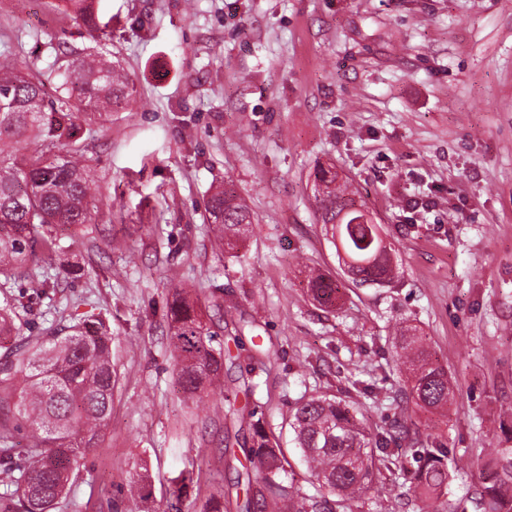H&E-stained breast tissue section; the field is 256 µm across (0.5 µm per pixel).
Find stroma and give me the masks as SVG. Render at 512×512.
Instances as JSON below:
<instances>
[{
  "label": "stroma",
  "mask_w": 512,
  "mask_h": 512,
  "mask_svg": "<svg viewBox=\"0 0 512 512\" xmlns=\"http://www.w3.org/2000/svg\"><path fill=\"white\" fill-rule=\"evenodd\" d=\"M99 25L63 0H0V62L48 76L100 51L134 85L128 111L78 132L99 191L85 241L39 257L52 283L12 284L21 335L106 314L119 382L99 447L54 512H182L209 499L241 512L252 471L221 398L176 384L166 306L187 292L206 320L235 305L224 333L232 389L262 412L288 479L314 478L289 417L301 398L338 397L367 432L404 420L411 435L375 450L374 484L336 512H475L496 448H512V0H97ZM350 183L395 252L397 276L358 286L318 221L314 174ZM254 222L231 254L206 223L217 188ZM124 239L123 249L106 236ZM340 284L336 307L307 286ZM418 327L454 385L446 411L406 397L398 328ZM446 450L448 481L425 498L418 442ZM308 289L320 306L326 308L335 306L339 287L335 281L328 279L322 273L312 272L308 275Z\"/></svg>",
  "instance_id": "35a3bbf8"
}]
</instances>
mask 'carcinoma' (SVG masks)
<instances>
[{
	"label": "carcinoma",
	"mask_w": 512,
	"mask_h": 512,
	"mask_svg": "<svg viewBox=\"0 0 512 512\" xmlns=\"http://www.w3.org/2000/svg\"><path fill=\"white\" fill-rule=\"evenodd\" d=\"M66 2L77 19L95 26L93 0ZM55 92L57 96L50 98L45 82L0 63V288L24 278L38 297L50 284L39 278L30 262L59 247L56 228L69 229L73 241L82 236L97 190L84 155L72 140L77 122L124 109L132 88L124 70L108 54L98 52L67 67ZM31 139L40 141V149L28 155L25 145ZM315 178L322 222L356 203L355 193L338 183L336 173L320 168ZM207 212L219 250L238 249L252 224L248 207L234 194L218 190L211 195ZM339 242L358 263L359 282L380 285L394 276L391 249L380 247V225L342 224ZM307 283L319 305L336 304L335 281L312 272ZM16 318L15 307L3 298L0 458L11 459L16 435L32 438L25 465L6 468L18 494L13 508L51 512L66 494L70 475L87 450L99 446L112 416L118 382L112 365V336L101 315L43 336L20 335ZM167 320L177 384L186 398L193 399L224 377V344L186 295L175 294L167 307ZM398 343L406 352L408 387L416 404L431 412L446 410L453 397L452 383L432 362L418 329H401ZM224 413L249 428L250 437L243 438L242 447L256 463V479L248 480L244 512H333L331 497L351 501L372 482L377 440L343 400L312 397L299 402L291 415L294 442L315 479L313 494L288 482L283 449L269 439L256 409L243 412L230 403ZM422 454L425 465L415 473V480L423 495L432 496L447 480L444 451L425 448ZM478 508L512 512V448L496 449Z\"/></svg>",
	"instance_id": "carcinoma-1"
}]
</instances>
